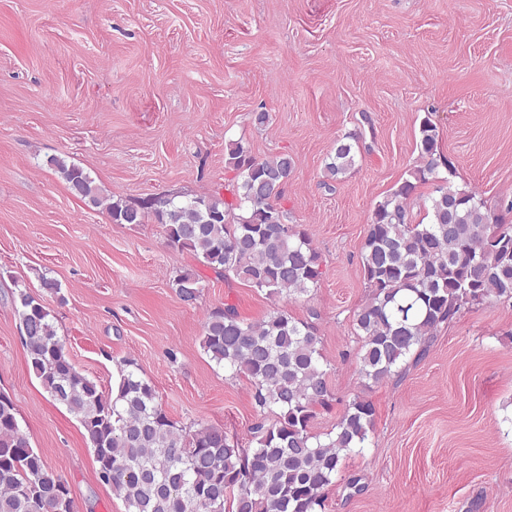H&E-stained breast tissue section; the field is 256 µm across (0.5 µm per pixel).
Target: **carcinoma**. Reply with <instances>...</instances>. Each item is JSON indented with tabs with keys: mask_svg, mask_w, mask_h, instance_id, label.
Listing matches in <instances>:
<instances>
[{
	"mask_svg": "<svg viewBox=\"0 0 512 512\" xmlns=\"http://www.w3.org/2000/svg\"><path fill=\"white\" fill-rule=\"evenodd\" d=\"M438 138L437 126L424 119L418 165L377 204L367 225L361 262L371 294L355 322L357 373L367 384L384 382L407 358L424 355L438 327L466 307L512 300V222L475 192L453 186L454 166L438 152ZM358 139L348 133L336 140L324 166L328 179L355 166ZM48 164L72 195L112 223L152 219L164 228L169 247L282 302L260 321H245L226 304L203 323L205 354L230 377L250 381L257 416L250 427L253 447L245 448L221 427L178 425L130 358L117 363L116 395L104 394L76 368L41 300L13 292L29 364L49 396L79 421L99 479L123 498L127 512H319L341 460L365 448L375 408L357 395L345 403L335 434L322 440L311 432L317 411L331 410L336 397L315 327L287 309L322 277L321 254L306 225L288 223L278 206L294 169L292 156L258 159L232 142L228 164L238 177L233 201L168 196L162 205L153 197L128 203L62 157ZM428 183L429 222L416 224L411 207ZM200 282L190 270L172 278L188 305L199 297ZM0 512H75L68 481L31 446L14 401L2 391Z\"/></svg>",
	"mask_w": 512,
	"mask_h": 512,
	"instance_id": "carcinoma-1",
	"label": "carcinoma"
}]
</instances>
